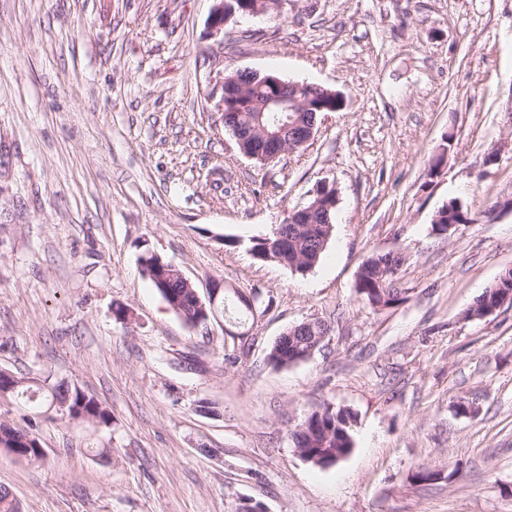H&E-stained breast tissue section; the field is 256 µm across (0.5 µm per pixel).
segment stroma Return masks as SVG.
Here are the masks:
<instances>
[{"label":"stroma","mask_w":512,"mask_h":512,"mask_svg":"<svg viewBox=\"0 0 512 512\" xmlns=\"http://www.w3.org/2000/svg\"><path fill=\"white\" fill-rule=\"evenodd\" d=\"M212 6L0 0V369L68 380L112 414L0 406L34 418L45 450L0 451V488L21 512H512V305L462 317L512 267V213L493 209L512 199V0H278L220 46ZM219 48L344 107L259 168L206 102ZM323 180L339 203L319 264L255 261L246 240ZM452 199L476 220L438 234ZM147 249L199 290L222 280L228 315L185 325L143 276ZM396 249L403 299L372 307L358 268ZM255 288L272 304L249 313L237 296ZM307 319L328 344L269 365ZM326 403L353 414L355 445L321 468L291 432Z\"/></svg>","instance_id":"1"}]
</instances>
